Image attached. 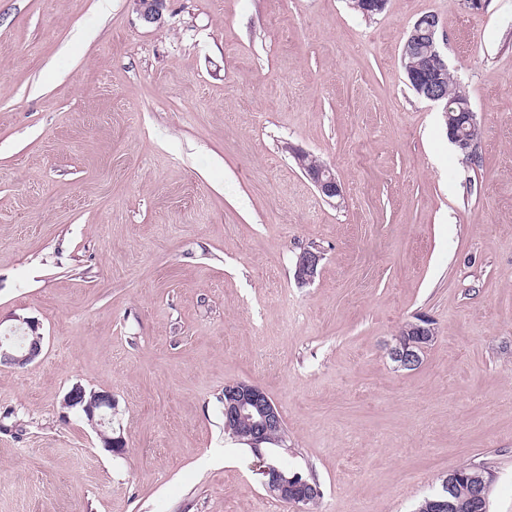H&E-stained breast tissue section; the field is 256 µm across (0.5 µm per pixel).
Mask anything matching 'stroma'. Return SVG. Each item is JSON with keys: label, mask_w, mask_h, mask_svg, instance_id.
Returning a JSON list of instances; mask_svg holds the SVG:
<instances>
[{"label": "stroma", "mask_w": 512, "mask_h": 512, "mask_svg": "<svg viewBox=\"0 0 512 512\" xmlns=\"http://www.w3.org/2000/svg\"><path fill=\"white\" fill-rule=\"evenodd\" d=\"M439 19L472 160L402 48ZM329 166L324 200L288 153ZM322 254L298 283V255ZM429 316L422 363L387 345ZM0 512H299L262 462L312 474L316 512H416L452 470L512 512V0H0ZM260 386L286 447L224 432ZM111 392L102 448L73 385ZM18 323L9 332L0 331V366L25 367L41 355L44 336L39 323L29 318H16ZM23 340L19 344L17 341Z\"/></svg>", "instance_id": "1"}]
</instances>
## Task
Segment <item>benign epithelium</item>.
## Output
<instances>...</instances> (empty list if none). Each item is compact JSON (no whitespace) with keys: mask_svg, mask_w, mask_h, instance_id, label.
I'll list each match as a JSON object with an SVG mask.
<instances>
[{"mask_svg":"<svg viewBox=\"0 0 512 512\" xmlns=\"http://www.w3.org/2000/svg\"><path fill=\"white\" fill-rule=\"evenodd\" d=\"M140 18L148 23H161L165 0H133ZM439 20L433 14L420 16L412 25L403 46L402 56L418 57L420 62L414 68L406 69L407 77L418 96L439 105L444 104L448 91L444 85L448 75V62L438 43ZM307 152L295 149L293 157L304 175L327 199H335L342 189L335 175L327 166L308 167L302 165ZM321 253L308 250L299 256L296 264V278L306 284L316 275ZM17 324L9 332L0 335V366L25 367L34 363L41 355L44 336L39 323L29 318H16ZM405 339H397L389 345L388 355L397 367L411 370L422 362L425 349L436 336L434 323L419 317L405 327ZM62 408L76 410L84 415L95 431L102 447L114 454L126 449L123 435L112 428V409L115 408L109 392H88L80 385L73 386L64 396ZM224 416L229 419H247L252 424L249 432L253 453L262 455L261 445L266 438L284 428L277 406L265 391L256 384L245 381L232 382L224 386ZM263 488L266 493L286 503L305 507L320 493V487L313 482L302 480L298 475L291 477L275 466L263 468ZM491 475L462 474L454 471L443 480L444 492L432 501L433 512H457V505L448 498L446 490L464 485L475 487L491 482Z\"/></svg>","mask_w":512,"mask_h":512,"instance_id":"1","label":"benign epithelium"}]
</instances>
